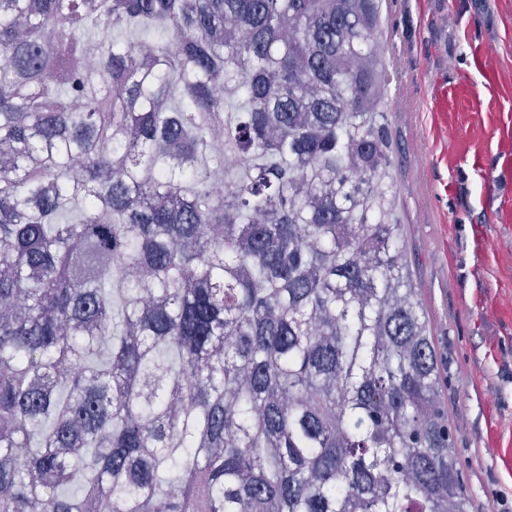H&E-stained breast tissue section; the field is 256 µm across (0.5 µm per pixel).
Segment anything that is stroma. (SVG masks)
Here are the masks:
<instances>
[{
    "label": "stroma",
    "instance_id": "1",
    "mask_svg": "<svg viewBox=\"0 0 512 512\" xmlns=\"http://www.w3.org/2000/svg\"><path fill=\"white\" fill-rule=\"evenodd\" d=\"M406 258L471 512H512V0H382Z\"/></svg>",
    "mask_w": 512,
    "mask_h": 512
}]
</instances>
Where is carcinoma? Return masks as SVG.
Here are the masks:
<instances>
[{
  "label": "carcinoma",
  "instance_id": "1",
  "mask_svg": "<svg viewBox=\"0 0 512 512\" xmlns=\"http://www.w3.org/2000/svg\"><path fill=\"white\" fill-rule=\"evenodd\" d=\"M381 8L0 0V512H468Z\"/></svg>",
  "mask_w": 512,
  "mask_h": 512
}]
</instances>
